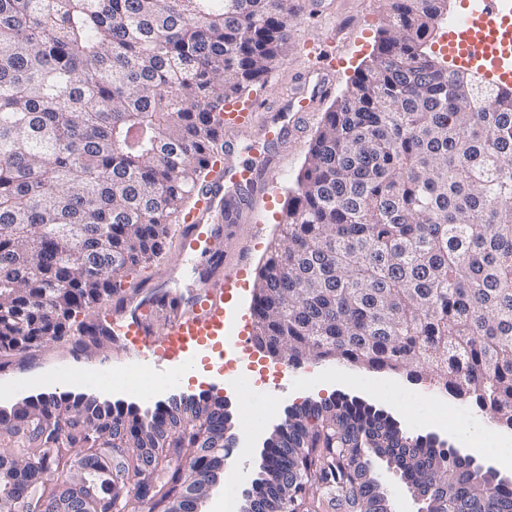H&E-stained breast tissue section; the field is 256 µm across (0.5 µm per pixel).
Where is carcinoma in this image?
Returning <instances> with one entry per match:
<instances>
[{"mask_svg": "<svg viewBox=\"0 0 512 512\" xmlns=\"http://www.w3.org/2000/svg\"><path fill=\"white\" fill-rule=\"evenodd\" d=\"M447 0H390L326 110L251 310L258 346L429 380L512 430V87L449 64ZM295 0H0V354L98 342L224 149L218 113L286 58ZM236 447L224 399L69 392L0 408V512H198ZM512 512V479L358 397L304 400L240 512ZM380 472L387 486L392 512H416L420 505L414 502L413 497L416 501L423 502L426 496L418 490H411L412 496L407 487L392 473L387 472L384 467Z\"/></svg>", "mask_w": 512, "mask_h": 512, "instance_id": "obj_1", "label": "carcinoma"}]
</instances>
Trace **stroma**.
<instances>
[{
    "instance_id": "obj_1",
    "label": "stroma",
    "mask_w": 512,
    "mask_h": 512,
    "mask_svg": "<svg viewBox=\"0 0 512 512\" xmlns=\"http://www.w3.org/2000/svg\"><path fill=\"white\" fill-rule=\"evenodd\" d=\"M301 3L288 55L269 75L264 87L259 89L260 99L273 103L284 99L291 90L292 79L311 65L312 51L317 46L327 47L340 59L334 88L343 90L355 68L369 62L378 32L389 12L388 0H331L328 15L318 17L311 10V0H301ZM326 109V104H319L302 128L299 140L281 152V172L270 192L271 201L259 206L260 228L238 225L236 232L225 241L226 254L240 252L247 257L241 290L234 297V305L240 313H247L251 305L257 268L275 236L288 190L296 183L309 144ZM99 354L96 347L74 352L71 343L61 339L48 341L26 353L0 357V406H11L30 396L65 391L76 395H97L104 391L110 400L124 399L123 390L106 389L98 378L62 383L63 373L91 367ZM231 368L237 377V388H227L223 371L207 361L203 364L204 381L193 379L161 391L150 386L137 397L136 402L146 408L172 394L191 395L204 391L226 397L230 402L232 431L238 441L250 443L253 451L252 457L240 463L237 488L241 491L250 487L256 475V455L260 453L264 440L283 420L285 407L308 397L320 399L335 393L361 397L390 412L410 432L437 433L464 454L469 451L468 445L440 424L437 402L445 401L449 409L468 423L482 426L489 422L486 413L475 404L442 398L429 381H413L402 372H373L333 361L316 363L307 360L300 368L292 370L293 379L285 384L280 382L279 375L288 370L286 363L261 351L252 358L232 362Z\"/></svg>"
}]
</instances>
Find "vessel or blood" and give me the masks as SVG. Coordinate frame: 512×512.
Returning <instances> with one entry per match:
<instances>
[{"label":"vessel or blood","mask_w":512,"mask_h":512,"mask_svg":"<svg viewBox=\"0 0 512 512\" xmlns=\"http://www.w3.org/2000/svg\"><path fill=\"white\" fill-rule=\"evenodd\" d=\"M455 63L480 70L498 84L512 85V0H479L449 29L445 44ZM333 87L325 65H316L300 78L294 93L270 111L260 138L267 154L241 148L237 135L253 128L258 100L226 104L220 119L229 139L224 154L212 163L213 172L197 193L196 202L179 218L182 253L200 262L197 288L182 295L165 286L175 267H167L164 283L139 285L103 303L92 322L98 335L135 359L159 369L160 379L175 382L177 370L192 358L217 353L219 358L249 352L235 333L233 298L246 269L244 258L225 264L223 242L227 227L255 222V212L243 195L257 182L273 184L277 172L269 155L277 144L293 139L300 119L309 117Z\"/></svg>","instance_id":"b4317fda"}]
</instances>
